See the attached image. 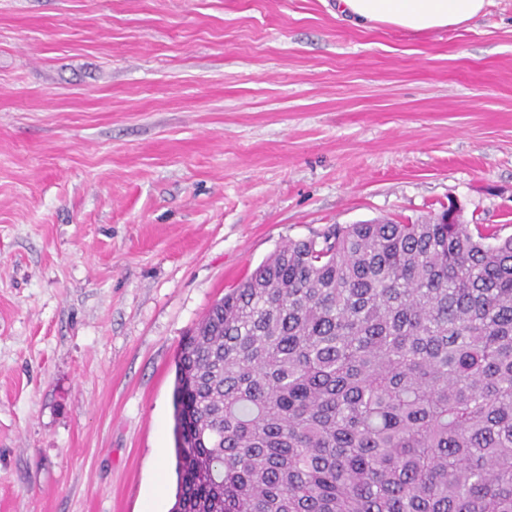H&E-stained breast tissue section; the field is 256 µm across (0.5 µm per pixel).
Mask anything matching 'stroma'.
<instances>
[{
  "label": "stroma",
  "mask_w": 512,
  "mask_h": 512,
  "mask_svg": "<svg viewBox=\"0 0 512 512\" xmlns=\"http://www.w3.org/2000/svg\"><path fill=\"white\" fill-rule=\"evenodd\" d=\"M0 0V512H170L184 338L281 246L512 235V0ZM336 18L356 25L407 31L462 27L484 14L492 0H335Z\"/></svg>",
  "instance_id": "35a3bbf8"
}]
</instances>
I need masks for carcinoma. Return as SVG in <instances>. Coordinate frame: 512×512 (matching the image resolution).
I'll list each match as a JSON object with an SVG mask.
<instances>
[{
  "label": "carcinoma",
  "instance_id": "carcinoma-1",
  "mask_svg": "<svg viewBox=\"0 0 512 512\" xmlns=\"http://www.w3.org/2000/svg\"><path fill=\"white\" fill-rule=\"evenodd\" d=\"M290 241L180 349L172 512H512V237Z\"/></svg>",
  "mask_w": 512,
  "mask_h": 512
}]
</instances>
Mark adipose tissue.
Here are the masks:
<instances>
[{
    "instance_id": "1",
    "label": "adipose tissue",
    "mask_w": 512,
    "mask_h": 512,
    "mask_svg": "<svg viewBox=\"0 0 512 512\" xmlns=\"http://www.w3.org/2000/svg\"><path fill=\"white\" fill-rule=\"evenodd\" d=\"M491 0H336V16L357 25L407 31L461 27L484 14Z\"/></svg>"
}]
</instances>
